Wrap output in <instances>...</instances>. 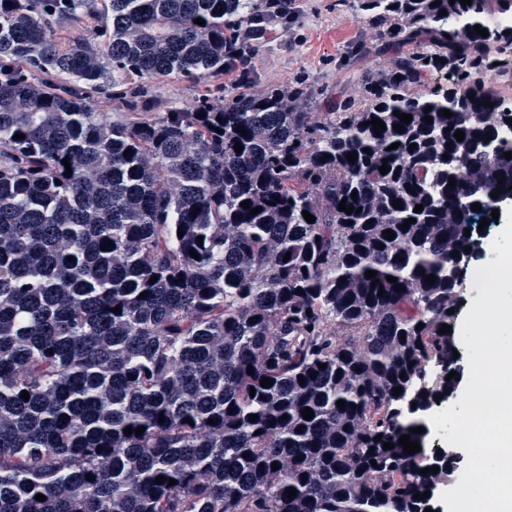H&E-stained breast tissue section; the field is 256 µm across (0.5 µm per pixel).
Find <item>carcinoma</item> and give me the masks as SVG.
<instances>
[{
    "mask_svg": "<svg viewBox=\"0 0 512 512\" xmlns=\"http://www.w3.org/2000/svg\"><path fill=\"white\" fill-rule=\"evenodd\" d=\"M433 2L358 0L395 53L316 121L304 88L244 87L107 123L90 91L224 73L228 24L260 38L262 0H0V512L433 508L453 461L398 439L423 443L414 415L454 386L474 233L512 193V112L485 80L512 74V0Z\"/></svg>",
    "mask_w": 512,
    "mask_h": 512,
    "instance_id": "carcinoma-1",
    "label": "carcinoma"
}]
</instances>
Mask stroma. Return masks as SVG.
Returning a JSON list of instances; mask_svg holds the SVG:
<instances>
[{
	"label": "stroma",
	"instance_id": "obj_1",
	"mask_svg": "<svg viewBox=\"0 0 512 512\" xmlns=\"http://www.w3.org/2000/svg\"><path fill=\"white\" fill-rule=\"evenodd\" d=\"M300 5L297 16L276 20L264 38L253 41L248 87L260 93L272 86H307L317 94V111L324 112L358 98L362 77L378 74L392 51L352 0H301ZM238 86L234 71L201 82L170 76L150 81L132 101L141 112L191 110L203 94L230 96Z\"/></svg>",
	"mask_w": 512,
	"mask_h": 512
}]
</instances>
